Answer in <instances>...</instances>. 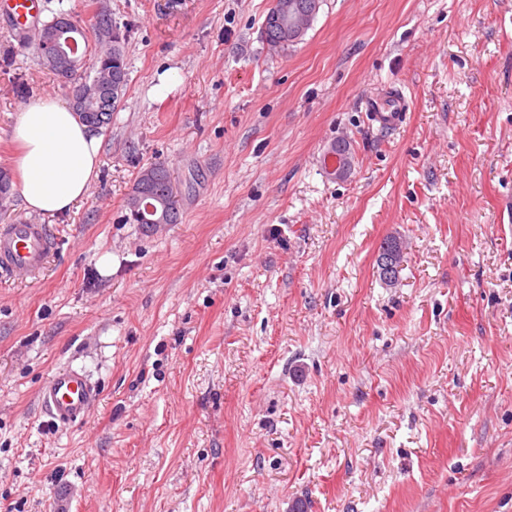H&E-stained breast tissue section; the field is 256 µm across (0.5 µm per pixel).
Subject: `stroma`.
Wrapping results in <instances>:
<instances>
[{
  "instance_id": "obj_1",
  "label": "stroma",
  "mask_w": 512,
  "mask_h": 512,
  "mask_svg": "<svg viewBox=\"0 0 512 512\" xmlns=\"http://www.w3.org/2000/svg\"><path fill=\"white\" fill-rule=\"evenodd\" d=\"M272 4L0 8V169L22 105L73 99L40 24L107 12L128 70L84 200L0 201L56 241L0 276V512H512V0H324L277 50ZM395 88L405 121L372 127ZM154 162L181 220L149 231L126 201ZM66 366L100 399L59 427L39 392Z\"/></svg>"
}]
</instances>
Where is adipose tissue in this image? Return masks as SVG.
Masks as SVG:
<instances>
[{
    "mask_svg": "<svg viewBox=\"0 0 512 512\" xmlns=\"http://www.w3.org/2000/svg\"><path fill=\"white\" fill-rule=\"evenodd\" d=\"M11 140L28 211L61 214L87 196L100 166L101 139L67 102L48 94L23 106Z\"/></svg>",
    "mask_w": 512,
    "mask_h": 512,
    "instance_id": "obj_1",
    "label": "adipose tissue"
}]
</instances>
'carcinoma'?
Masks as SVG:
<instances>
[{
	"label": "carcinoma",
	"instance_id": "cac0c4a2",
	"mask_svg": "<svg viewBox=\"0 0 512 512\" xmlns=\"http://www.w3.org/2000/svg\"><path fill=\"white\" fill-rule=\"evenodd\" d=\"M321 4L322 0H274L264 21L267 44L277 48L300 41L319 14ZM68 36L79 42H88L83 29L61 31L57 17L42 27L37 50L43 63L55 72L58 68L51 64L50 58L56 55L57 46L63 44ZM127 81L128 72L120 41L113 40L110 47L101 45L100 52L96 53L94 75L84 81L87 97L83 104L85 111L99 117V126L109 123ZM106 82L116 86L117 94L111 101L97 93L98 87ZM172 195L170 174L164 164L154 163L141 169L127 198L130 220L141 225L179 223L180 212Z\"/></svg>",
	"mask_w": 512,
	"mask_h": 512
}]
</instances>
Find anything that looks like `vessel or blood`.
Returning a JSON list of instances; mask_svg holds the SVG:
<instances>
[{
	"mask_svg": "<svg viewBox=\"0 0 512 512\" xmlns=\"http://www.w3.org/2000/svg\"><path fill=\"white\" fill-rule=\"evenodd\" d=\"M407 109L404 96L391 92L386 98L368 101L373 123L382 129L398 126ZM53 247L43 224H4L0 226V273L28 279L42 269ZM40 398L52 422L68 425L84 418L96 404L98 392L88 375L64 367L54 371L43 384Z\"/></svg>",
	"mask_w": 512,
	"mask_h": 512,
	"instance_id": "1",
	"label": "vessel or blood"
}]
</instances>
